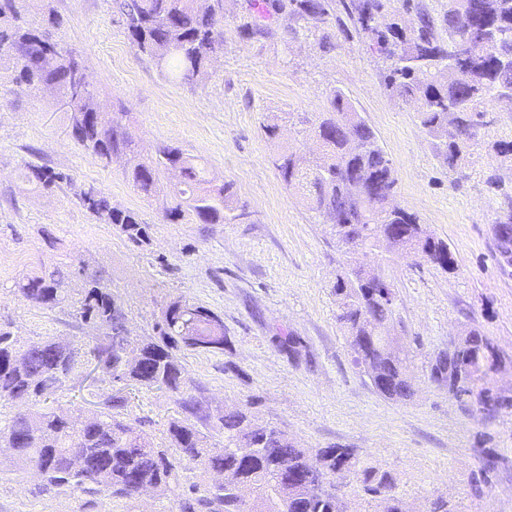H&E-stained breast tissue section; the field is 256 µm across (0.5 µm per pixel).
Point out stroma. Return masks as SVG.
<instances>
[{"label": "stroma", "instance_id": "35a3bbf8", "mask_svg": "<svg viewBox=\"0 0 512 512\" xmlns=\"http://www.w3.org/2000/svg\"><path fill=\"white\" fill-rule=\"evenodd\" d=\"M323 20L280 17L266 35L245 29L246 0H224V48L196 83L174 85L129 41L114 0H51L63 24L51 37L78 53L103 106L125 109L142 156L162 144L205 164L210 179L230 185L240 224H168L161 200H145L125 162L105 163L72 137L53 92H23L0 76V326L21 343L49 336L88 349L97 330L75 317L72 298L85 273L100 275L127 317L134 341L155 336L165 307L199 303L224 322L220 352L180 349L187 393L212 410L252 412L303 448L342 445L389 471L410 512H428L436 496L450 512H512V415L485 416L430 380L438 354L476 327L512 357V264L494 233L512 200V164L479 149L463 173L449 172L436 138L412 107L384 88L382 59L367 50L342 0H328ZM342 92L371 126L391 160L399 205L456 259L446 272L413 253L347 254L322 217L286 188L272 158L279 144L315 154L309 120ZM278 124L280 137L264 128ZM46 165L69 182L40 192L23 186L27 164ZM497 174L499 188L486 178ZM113 206L150 226L138 246L80 204L88 185ZM381 269L392 284V335L409 351L414 396L394 402L377 393L355 365L336 316L334 285L350 261ZM66 272L70 302L30 305L24 279ZM299 342L288 354L279 339ZM107 379L71 381L55 407L97 411ZM132 416L144 418L154 443L176 415L171 393L129 389ZM494 459L488 483L473 477ZM175 494L83 498L43 487L36 471L0 454V512H177Z\"/></svg>", "mask_w": 512, "mask_h": 512}]
</instances>
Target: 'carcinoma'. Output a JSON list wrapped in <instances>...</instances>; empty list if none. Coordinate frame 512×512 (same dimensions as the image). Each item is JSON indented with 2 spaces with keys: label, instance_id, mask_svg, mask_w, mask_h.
Returning <instances> with one entry per match:
<instances>
[{
  "label": "carcinoma",
  "instance_id": "1",
  "mask_svg": "<svg viewBox=\"0 0 512 512\" xmlns=\"http://www.w3.org/2000/svg\"><path fill=\"white\" fill-rule=\"evenodd\" d=\"M343 2L370 51L388 62L386 90L412 104L420 125L440 140L448 169L461 168L495 123L488 103L494 100L512 112V0H448L440 23L419 11L418 25L409 29L401 26L398 10H411L413 0H400L398 9L392 8L393 0ZM116 8L131 42L174 84H189L206 74L224 45L220 27L224 0H116ZM328 8V0H246L250 22L245 27L262 35L267 32L266 20L289 13L319 21ZM475 36L489 48L457 51L463 38ZM45 54L43 34L25 19L18 0H0V70L23 91L52 86L58 100H71L67 119L74 139L101 161L126 158V177L144 198L163 193L172 199L163 207L167 223L235 224L247 218L246 212L232 207L230 186L213 184L206 170L180 149L162 145L155 157L141 158L135 136L123 124L124 110H102L93 85L76 88L66 65H41ZM330 104L331 109L313 122L319 157L309 161L288 145L280 147L274 165L283 182L302 192L308 208L331 224L337 242L348 250L406 249L453 270L455 259L448 245L422 235L416 215L388 205L397 179L373 130L341 92L333 93ZM167 173L176 180L162 183ZM21 179L35 189L50 190L67 181L68 175L28 164ZM79 201L136 245L149 240V225L136 212L113 207L101 189L93 185L81 189ZM368 274L353 266L336 279L337 319L347 331L349 344L357 343L360 336L372 337L363 361L382 380L378 393L407 401L414 395V384L405 378L404 370L409 352L372 330L392 321L393 304L368 290L377 288L376 280L383 287L391 284L380 273L364 279ZM63 277L58 269L29 277L18 291L26 301L52 308L68 300ZM77 314L114 336L126 330L122 306L95 276L84 281ZM156 330L158 336L139 347L136 361L107 351L100 336L87 354L101 357V372L112 383L132 382L175 395L181 416L168 423L167 446L153 445L139 424L121 418L128 400L120 388L104 399V411L93 416L79 409L39 407L76 375L78 348L54 336L24 346L10 331L0 329V408L16 409L0 428V451L35 469L48 488H74L114 498L132 497L143 484L157 487L164 496L179 485L182 469L222 471L228 476L224 487L189 485L177 496L178 512H280L278 484L303 466L309 449L298 447L287 433L245 411L214 412L184 391L176 351L181 347L224 351L222 318L203 305L176 300L167 306L164 325ZM459 362L467 364L466 391L478 410L488 414L512 410V396L492 391L494 373L512 365V359L490 337L476 328L467 330L453 354L436 358L430 378L447 381L448 372ZM220 435L226 442L222 449L213 443ZM242 437L251 440L246 454L237 447ZM318 453L325 478L340 467L353 469L372 512H408L389 471L361 464L355 451L338 445L320 448ZM80 454L92 465L76 470L71 459ZM241 486L254 493L248 505L239 497ZM294 512H336V499L314 495Z\"/></svg>",
  "mask_w": 512,
  "mask_h": 512
}]
</instances>
